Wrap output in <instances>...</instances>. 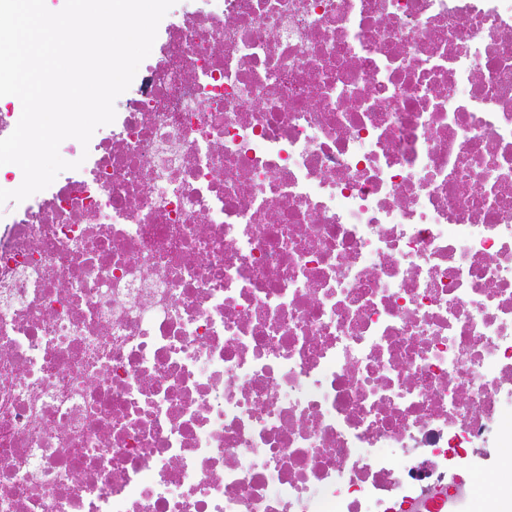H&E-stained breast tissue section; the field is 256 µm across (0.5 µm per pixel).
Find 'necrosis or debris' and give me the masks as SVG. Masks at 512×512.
<instances>
[{
	"label": "necrosis or debris",
	"mask_w": 512,
	"mask_h": 512,
	"mask_svg": "<svg viewBox=\"0 0 512 512\" xmlns=\"http://www.w3.org/2000/svg\"><path fill=\"white\" fill-rule=\"evenodd\" d=\"M143 70L0 225V512H471L512 0H195Z\"/></svg>",
	"instance_id": "1"
}]
</instances>
